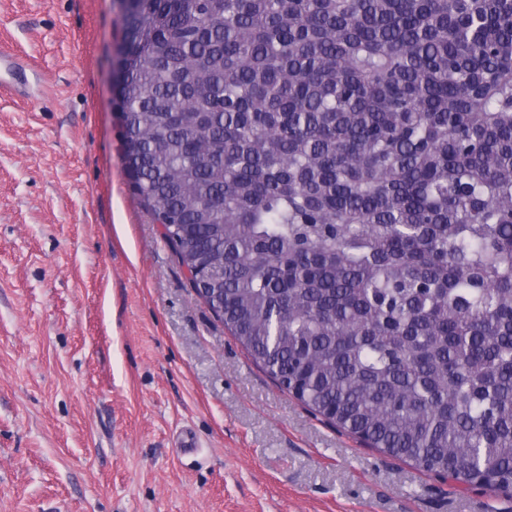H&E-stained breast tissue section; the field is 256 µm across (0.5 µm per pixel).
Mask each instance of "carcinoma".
Segmentation results:
<instances>
[{"instance_id":"cac0c4a2","label":"carcinoma","mask_w":512,"mask_h":512,"mask_svg":"<svg viewBox=\"0 0 512 512\" xmlns=\"http://www.w3.org/2000/svg\"><path fill=\"white\" fill-rule=\"evenodd\" d=\"M134 187L282 388L512 495V0H136Z\"/></svg>"}]
</instances>
